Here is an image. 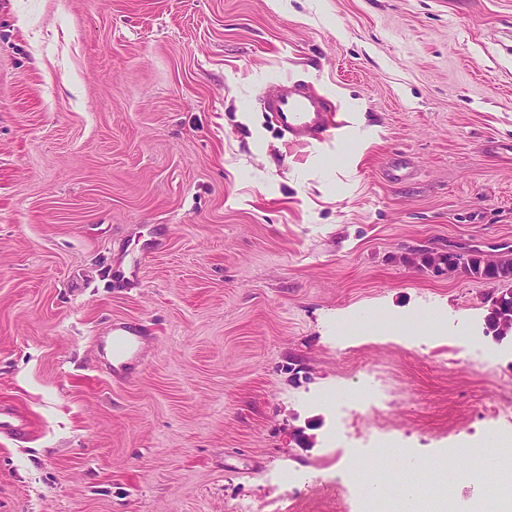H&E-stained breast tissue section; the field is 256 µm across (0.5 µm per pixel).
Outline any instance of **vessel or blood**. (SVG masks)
<instances>
[{
    "label": "vessel or blood",
    "instance_id": "1",
    "mask_svg": "<svg viewBox=\"0 0 512 512\" xmlns=\"http://www.w3.org/2000/svg\"><path fill=\"white\" fill-rule=\"evenodd\" d=\"M266 107L274 116L288 142L313 145L332 136L339 126L325 98L301 90L292 79L279 84L277 94ZM110 353L107 373L112 382L132 381L144 362L143 338L126 323L114 325L107 344ZM33 422L11 407L0 405V435L15 440L30 436Z\"/></svg>",
    "mask_w": 512,
    "mask_h": 512
}]
</instances>
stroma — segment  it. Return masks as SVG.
<instances>
[{
  "label": "stroma",
  "instance_id": "stroma-1",
  "mask_svg": "<svg viewBox=\"0 0 512 512\" xmlns=\"http://www.w3.org/2000/svg\"><path fill=\"white\" fill-rule=\"evenodd\" d=\"M288 77L332 138L261 112ZM451 245L512 250V0H0V512H363L348 472L405 467L368 432L482 476L495 287L402 261ZM107 347L111 357L107 373L112 382L125 384L132 381L144 362L143 336L129 324H115ZM33 422L12 407L0 405V435L15 440L30 436Z\"/></svg>",
  "mask_w": 512,
  "mask_h": 512
}]
</instances>
